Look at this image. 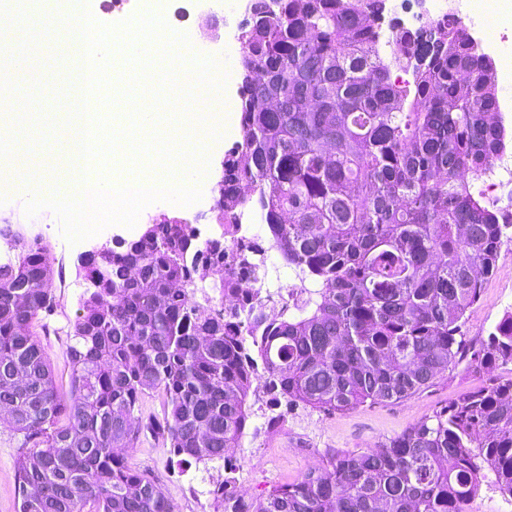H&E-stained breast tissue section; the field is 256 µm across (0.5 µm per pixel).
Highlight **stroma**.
<instances>
[{"mask_svg": "<svg viewBox=\"0 0 512 512\" xmlns=\"http://www.w3.org/2000/svg\"><path fill=\"white\" fill-rule=\"evenodd\" d=\"M247 0H166L164 10L169 28L186 34L194 41L195 52L217 57L232 75L226 90L224 126L220 139L209 159L207 178L201 184V199L188 206L159 201L147 206L139 215L137 225L115 224L98 234L80 241L78 248L66 251L64 258L66 282L56 289L53 313L45 316L46 330L40 339L50 357L59 382L69 380V365L65 354L66 337L62 329L74 319L79 307L84 273L79 268L81 253L121 237L132 239L144 224L167 214L195 225L201 237L216 236L220 228L213 208L214 189L222 177L221 162L239 137L241 108L240 60L241 47L237 39L221 35L212 39L207 20L217 19L219 27L241 25L245 20ZM66 9L64 0H53L43 19L47 25L44 39L26 67H12V74L26 83H39L41 110L57 121L54 129L33 125L35 133L44 134V145L35 147L34 157L53 152L57 142L67 139L69 129L64 124L67 101L71 96L70 58L66 47L58 43L65 27L57 17ZM30 190L22 183L0 188V228L11 226L27 234L40 235L48 245L63 240L62 222L49 208L27 214ZM512 310V254L501 251L493 273L483 284L480 300L466 313L462 327L468 345H479L488 336L506 311ZM512 376V367L503 365L494 373L480 372L460 362L435 384L414 396L397 402L365 405L353 411L325 414L297 406L279 405L270 408L269 397L257 391L251 397L252 416L238 448L231 452L236 462V477L240 490L247 497H258L265 489L297 479L317 464L320 453L328 449L339 452L364 450L373 444L385 443L400 434L420 418L447 404L458 394L486 384L491 377ZM281 413L284 420L278 432H270L267 419ZM21 438L0 425V512H19L15 487V459L20 452ZM129 466L149 474L159 481L176 512H214L211 491L217 480L224 477L223 463L191 466L178 464L169 446L154 439L144 440L127 454Z\"/></svg>", "mask_w": 512, "mask_h": 512, "instance_id": "stroma-1", "label": "stroma"}]
</instances>
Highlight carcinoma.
Masks as SVG:
<instances>
[{
  "instance_id": "obj_1",
  "label": "carcinoma",
  "mask_w": 512,
  "mask_h": 512,
  "mask_svg": "<svg viewBox=\"0 0 512 512\" xmlns=\"http://www.w3.org/2000/svg\"><path fill=\"white\" fill-rule=\"evenodd\" d=\"M388 2L249 0L239 29L240 133L218 221L237 223L241 183L258 187L274 246L310 283L294 312L256 314L259 244L164 215L82 266L91 288L68 324L62 392L39 337L55 300L47 245L0 229L16 251L0 265V422L27 448L20 512H175L125 463L145 434L181 465L224 462L214 512H468L485 482L512 495V377L255 499L227 456L260 379L277 403L336 413L410 398L465 358L512 364V311L479 346L458 339L483 289L473 272H492L512 224L484 189L512 147L494 61L455 13L412 29ZM208 279L219 298L203 306ZM150 393L160 419L141 417Z\"/></svg>"
}]
</instances>
